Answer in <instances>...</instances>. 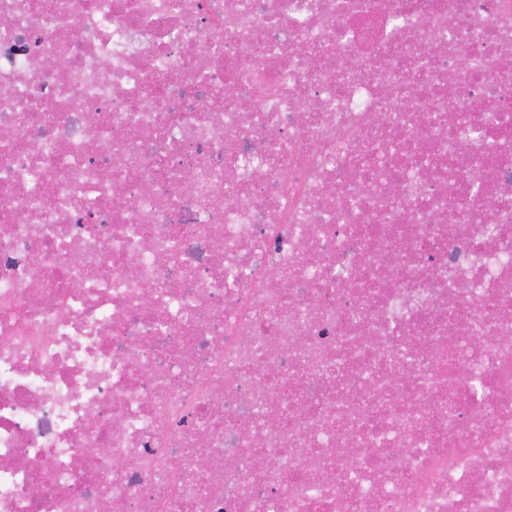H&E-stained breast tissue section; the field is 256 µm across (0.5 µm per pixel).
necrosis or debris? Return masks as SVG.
<instances>
[{
    "label": "necrosis or debris",
    "instance_id": "4bbe7bcc",
    "mask_svg": "<svg viewBox=\"0 0 512 512\" xmlns=\"http://www.w3.org/2000/svg\"><path fill=\"white\" fill-rule=\"evenodd\" d=\"M0 512H512V0H0Z\"/></svg>",
    "mask_w": 512,
    "mask_h": 512
}]
</instances>
